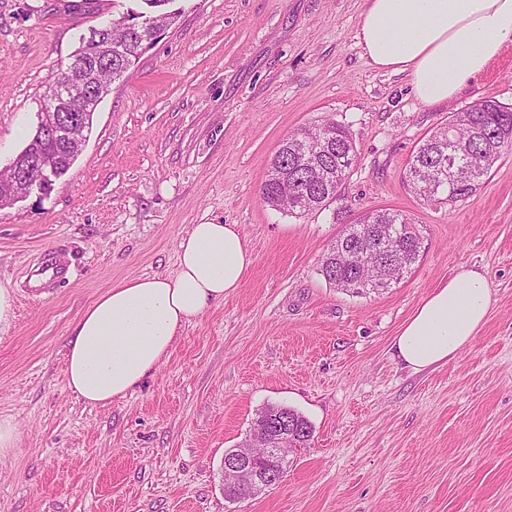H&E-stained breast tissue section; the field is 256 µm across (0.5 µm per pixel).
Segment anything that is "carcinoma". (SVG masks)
Listing matches in <instances>:
<instances>
[{"label": "carcinoma", "instance_id": "cac0c4a2", "mask_svg": "<svg viewBox=\"0 0 512 512\" xmlns=\"http://www.w3.org/2000/svg\"><path fill=\"white\" fill-rule=\"evenodd\" d=\"M144 11L132 9L112 16V40L122 45L112 55V69L101 68L95 80L116 81L156 43L154 33L129 22L153 18L163 27L174 24L179 12L168 9L174 0H140ZM512 146V110L491 99L478 100L450 116L414 150L404 171L413 192L432 199L439 194L456 202L472 195ZM40 153L58 163L55 176L67 173L78 154L55 141L29 142L26 152ZM357 149L345 126L325 118L301 129L279 145L262 188L268 206L306 216L329 208L351 170ZM421 239L408 218L388 209L363 213L344 226L324 251L320 272L334 288L351 294L380 293L400 282L419 257ZM274 417L293 431L301 448H308L314 427L299 411L282 404L257 410L252 426Z\"/></svg>", "mask_w": 512, "mask_h": 512}]
</instances>
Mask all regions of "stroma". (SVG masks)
Here are the masks:
<instances>
[{"label": "stroma", "mask_w": 512, "mask_h": 512, "mask_svg": "<svg viewBox=\"0 0 512 512\" xmlns=\"http://www.w3.org/2000/svg\"><path fill=\"white\" fill-rule=\"evenodd\" d=\"M137 0H0V167L38 124L39 99L80 34ZM180 16L100 103L51 191L0 210V512H512V150L471 196L426 200L403 172L419 141L466 105L512 110V45L456 97L423 104L407 75L359 45L365 0H175ZM357 157L347 220L399 211L422 242L382 294L319 272L341 227L294 216L261 188L282 139L322 118ZM238 225L253 262L236 291L192 319L153 375L106 407L79 399L66 344L112 284L172 274L190 225ZM70 280L30 293L43 254ZM487 278L491 313L447 364L413 372L392 339L460 269ZM291 406L314 427L284 480L224 497V455L256 411Z\"/></svg>", "instance_id": "1"}]
</instances>
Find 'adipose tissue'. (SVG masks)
Returning a JSON list of instances; mask_svg holds the SVG:
<instances>
[{
  "instance_id": "1",
  "label": "adipose tissue",
  "mask_w": 512,
  "mask_h": 512,
  "mask_svg": "<svg viewBox=\"0 0 512 512\" xmlns=\"http://www.w3.org/2000/svg\"><path fill=\"white\" fill-rule=\"evenodd\" d=\"M358 38L370 64L407 74L424 104L444 103L512 42V0H367ZM177 251L175 274L121 280L75 323L66 378L86 402L126 397L168 357L191 319L240 288L252 264L234 224L191 225ZM491 307L486 277L459 270L401 326L393 358L414 372L447 363L474 341Z\"/></svg>"
}]
</instances>
